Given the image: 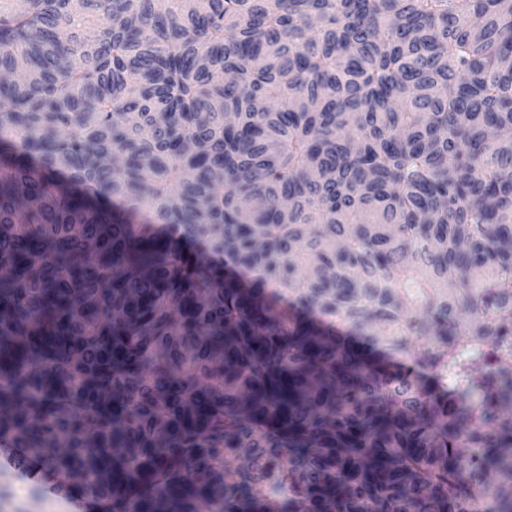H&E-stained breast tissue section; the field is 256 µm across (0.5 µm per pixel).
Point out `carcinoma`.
Here are the masks:
<instances>
[{
  "label": "carcinoma",
  "mask_w": 512,
  "mask_h": 512,
  "mask_svg": "<svg viewBox=\"0 0 512 512\" xmlns=\"http://www.w3.org/2000/svg\"><path fill=\"white\" fill-rule=\"evenodd\" d=\"M0 447L89 512H512V0L1 6Z\"/></svg>",
  "instance_id": "cac0c4a2"
}]
</instances>
